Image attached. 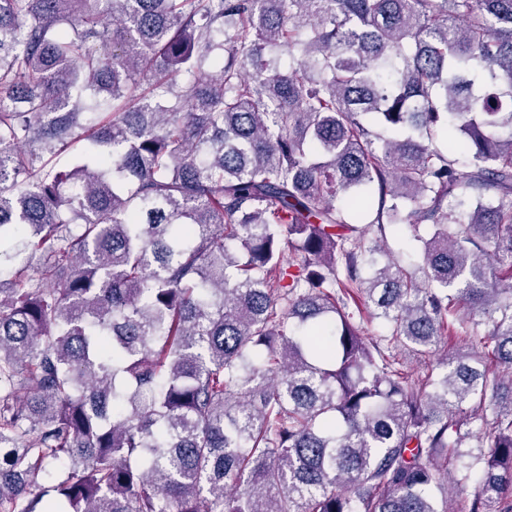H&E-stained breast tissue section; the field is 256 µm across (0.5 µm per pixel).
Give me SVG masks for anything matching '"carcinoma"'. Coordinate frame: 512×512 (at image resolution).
<instances>
[{
	"instance_id": "1",
	"label": "carcinoma",
	"mask_w": 512,
	"mask_h": 512,
	"mask_svg": "<svg viewBox=\"0 0 512 512\" xmlns=\"http://www.w3.org/2000/svg\"><path fill=\"white\" fill-rule=\"evenodd\" d=\"M2 265L0 512H512V0H0ZM467 350H476L475 343H472V341L466 337L464 331L459 328L458 324H455L454 328L450 329L447 335L444 336L439 353L448 352V354H454Z\"/></svg>"
}]
</instances>
